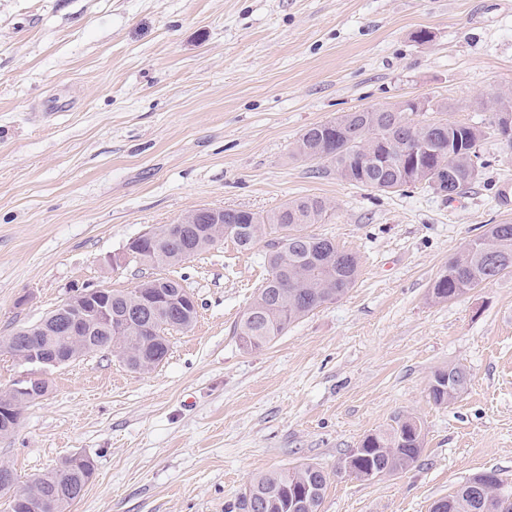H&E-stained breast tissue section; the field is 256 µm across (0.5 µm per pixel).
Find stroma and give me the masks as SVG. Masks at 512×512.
I'll use <instances>...</instances> for the list:
<instances>
[{"instance_id":"obj_1","label":"stroma","mask_w":512,"mask_h":512,"mask_svg":"<svg viewBox=\"0 0 512 512\" xmlns=\"http://www.w3.org/2000/svg\"><path fill=\"white\" fill-rule=\"evenodd\" d=\"M506 89L512 0H0V342L77 283L170 277L198 301L151 371L102 353L54 369L0 437V463L24 485L89 457L68 512H241L256 476L302 463L331 475L320 512H429L474 473L512 482V273L429 297L454 253L512 223V147L487 133L478 179L452 201L352 185L293 153L313 125L411 97L480 126ZM55 95L75 107L34 122ZM304 196L331 203L313 230L359 256V277L263 350L234 334L268 276L263 246L108 263L193 209ZM451 364L471 382L435 404L431 379ZM406 417L423 438L413 466L341 473Z\"/></svg>"}]
</instances>
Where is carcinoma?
<instances>
[{
    "instance_id": "carcinoma-1",
    "label": "carcinoma",
    "mask_w": 512,
    "mask_h": 512,
    "mask_svg": "<svg viewBox=\"0 0 512 512\" xmlns=\"http://www.w3.org/2000/svg\"><path fill=\"white\" fill-rule=\"evenodd\" d=\"M402 103L390 106L388 112H347L336 120L307 129L297 140L294 153L304 147L313 155H322V161L336 169L345 181L384 192H396L421 183L426 169L438 172L441 183L432 185L437 192L448 191L452 180L465 188L475 182L484 161L479 146L484 131L475 125L440 120L431 122L423 130L418 125L403 121ZM421 135L432 145V152L417 158L402 159L394 150H388L394 140L403 141ZM330 216V206L316 196L293 199L278 209L257 213L248 209H224V227L244 226L245 235L233 236L231 241L241 251H250L259 243L270 246L273 240L288 241L285 253H265L268 277L245 314L236 324L238 340L245 338L248 351H259L290 325L313 310L342 298L354 287L359 271V257L339 247L328 237L318 236L309 228L323 224ZM212 233L203 224L179 226L172 236L146 240L141 250L153 266H176L188 259L187 250L198 255L216 245ZM190 241L189 249L183 243ZM512 272V224H491L479 237L456 252L441 269L433 282L430 294L433 300L447 301L461 296L479 285L502 274ZM183 285L171 278H154L152 295L172 297ZM138 306L132 291H112V313L122 314ZM198 311L186 304L170 313L172 330H184L194 324ZM147 341L148 354L169 343L167 337H156L150 331L140 336L123 332L105 336L92 333L86 337L81 355L106 353L110 346L124 345L130 349L125 365L139 372L151 367L141 362V341ZM448 378V387L455 395L463 393L470 382L467 368L450 364L437 370L430 386V396L437 405L448 403V392L439 389L441 379ZM357 468H375L387 473L403 471L412 466L422 452L421 428L416 420L406 418L396 425L367 435L360 444ZM484 481L482 507L473 506L469 492L457 486L447 495L443 512H512V502L497 501L495 478L499 473L487 471ZM89 477L88 465L70 459L61 466L35 478L23 487L25 499L32 501L42 512H67V508L82 496ZM328 477L313 464L303 463L291 468L257 476L244 495V512H289L288 497L298 490L309 488V506L306 512H319Z\"/></svg>"
}]
</instances>
